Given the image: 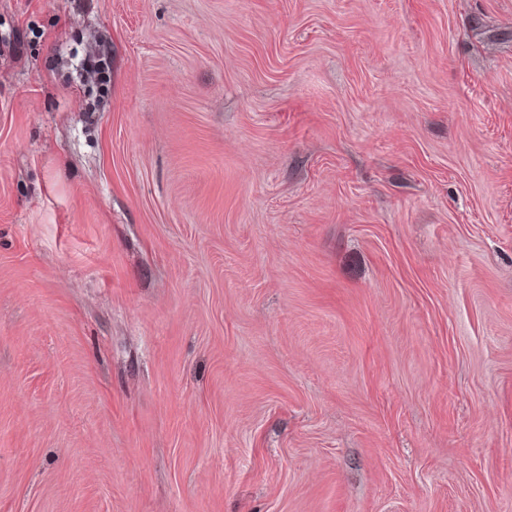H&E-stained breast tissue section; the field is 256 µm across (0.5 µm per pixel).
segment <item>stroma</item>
<instances>
[{
	"label": "stroma",
	"mask_w": 512,
	"mask_h": 512,
	"mask_svg": "<svg viewBox=\"0 0 512 512\" xmlns=\"http://www.w3.org/2000/svg\"><path fill=\"white\" fill-rule=\"evenodd\" d=\"M0 512H512V0H0Z\"/></svg>",
	"instance_id": "obj_1"
}]
</instances>
